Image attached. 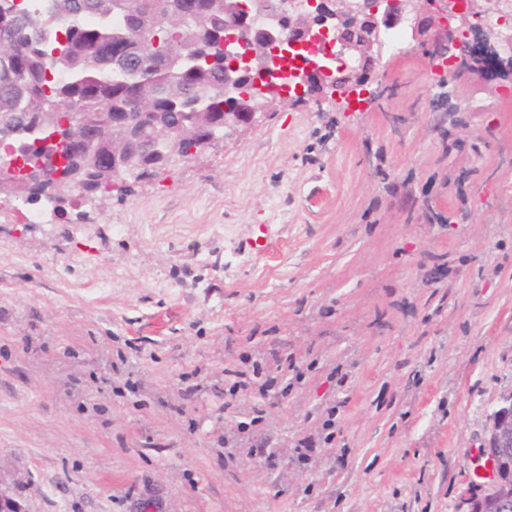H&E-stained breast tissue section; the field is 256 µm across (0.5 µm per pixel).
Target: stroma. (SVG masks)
<instances>
[{"label":"stroma","instance_id":"35a3bbf8","mask_svg":"<svg viewBox=\"0 0 512 512\" xmlns=\"http://www.w3.org/2000/svg\"><path fill=\"white\" fill-rule=\"evenodd\" d=\"M377 81L356 111L273 108L128 193L39 202L46 223L0 213V494L22 512H469L512 393V69L445 80L408 45ZM253 351L316 368L221 410ZM257 404L255 457L226 458ZM330 406L335 440L292 461Z\"/></svg>","mask_w":512,"mask_h":512}]
</instances>
